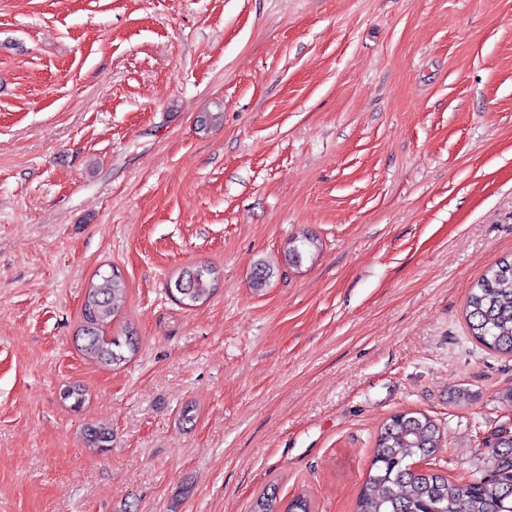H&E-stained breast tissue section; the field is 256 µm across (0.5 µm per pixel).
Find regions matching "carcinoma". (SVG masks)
Returning <instances> with one entry per match:
<instances>
[{
  "label": "carcinoma",
  "instance_id": "1",
  "mask_svg": "<svg viewBox=\"0 0 512 512\" xmlns=\"http://www.w3.org/2000/svg\"><path fill=\"white\" fill-rule=\"evenodd\" d=\"M179 301L194 306L216 290L213 270L191 266L173 281ZM121 276L112 272L91 286L82 305L81 336L84 350L105 365L126 361L123 348L135 351L136 339L104 336L105 327L125 302ZM466 318L471 336L488 349L512 354V260L504 259L486 270L467 297ZM86 439L99 448L112 443L107 428L87 429ZM438 424L419 412H402L380 427L366 484L356 502V512H512V433L498 437L491 451L488 472H473L462 481H452L412 464L432 457L441 447ZM252 512H311L304 497L293 498L280 510L276 491L256 500Z\"/></svg>",
  "mask_w": 512,
  "mask_h": 512
}]
</instances>
